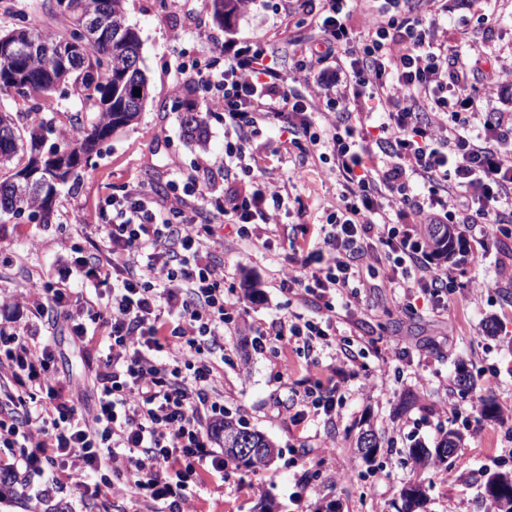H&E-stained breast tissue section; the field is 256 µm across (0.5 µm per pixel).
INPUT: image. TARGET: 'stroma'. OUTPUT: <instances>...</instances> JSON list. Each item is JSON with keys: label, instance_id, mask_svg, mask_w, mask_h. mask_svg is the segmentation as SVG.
<instances>
[{"label": "stroma", "instance_id": "stroma-1", "mask_svg": "<svg viewBox=\"0 0 512 512\" xmlns=\"http://www.w3.org/2000/svg\"><path fill=\"white\" fill-rule=\"evenodd\" d=\"M295 18L257 10L233 18L231 28L212 20L211 0H126L128 23L141 39L142 68L148 97L138 120L114 133L100 153L92 155L77 179L63 187L57 217L49 224L24 219L0 223V292L37 288L52 273L61 240L70 238L96 253L101 235L88 228L102 203L105 187L141 186L158 195L172 185L204 177L201 160L214 161L211 197L224 194V114L206 113L207 144L184 138L180 113L173 103L186 92L181 58L218 61L225 37L265 36L273 44L281 68H289L294 52L317 36L311 14ZM496 23L474 47L497 65L512 67V0H498ZM285 139L279 123L262 125L255 158L271 181L287 184L294 161L277 153ZM291 200L278 221L260 224L251 241L240 240L233 226L223 230L224 245L215 256L224 266V286L233 291L238 310L224 328V409L248 428L273 441L278 458L256 470L228 463L223 477H206L195 489L198 512H259L261 498L274 512H315L338 504L341 512H394L403 486L422 483L426 512H487L484 482L496 470L512 472V282L499 279L502 264L512 263V234L487 236L479 226L465 228L464 258L441 261L451 280L448 308L408 316L396 312L390 289L377 288L368 309L349 311L340 324L341 344L364 369L351 380L336 419L309 416L295 425L283 417L284 407L301 390L309 366L326 369L330 351L299 352L294 346L257 352L252 332L300 313L316 316L312 302L288 299L278 288V274L302 246V222H315L324 205L336 198V182L321 164L307 167L305 178L290 186ZM307 206L298 218V206ZM488 283L474 300L472 281ZM56 365L67 388L89 381L96 350L74 345L66 330L52 332ZM408 348V359L383 363L381 356ZM291 367L287 381L278 378L281 358ZM466 384H459V377ZM486 400L499 416L470 415L472 401ZM373 426L382 447L372 463L356 449L361 427ZM458 431L461 445L444 474L427 468L413 471L408 450L415 443L434 447L443 432Z\"/></svg>", "mask_w": 512, "mask_h": 512}]
</instances>
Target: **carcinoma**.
<instances>
[{
    "mask_svg": "<svg viewBox=\"0 0 512 512\" xmlns=\"http://www.w3.org/2000/svg\"><path fill=\"white\" fill-rule=\"evenodd\" d=\"M125 0H49V22L52 29L29 19L23 10L11 12L12 24L0 31V96H15L28 105L25 112H0V216L15 219L25 215L32 222L49 224L55 215L58 200L56 174L45 166L50 156L66 155L70 174L76 177L87 166L90 157L100 153V145L112 134L134 123L147 99L144 71H127L126 53L138 50L141 41L135 28L126 20ZM241 0H212L214 20L221 26L239 13ZM141 89L139 101L125 103L128 87ZM64 88L75 96L82 107L95 113V119L82 127L73 145L63 148L52 145L45 150L46 133L51 131L59 112L53 94ZM181 111L184 135L199 145H206L205 117L193 101H176ZM52 113L45 122L31 114ZM36 173L34 181L27 176ZM425 233L436 259H448L461 250L463 240L457 228L446 224H427ZM248 428L240 420L224 415V425L215 431L216 438L229 447V439ZM250 432V431H248ZM254 447L250 456H226L239 467L253 469L269 463L274 454L272 441L252 431ZM459 444L461 437L443 436L437 447L416 443L409 456L420 468L438 470L448 462L440 449L448 443ZM359 453L366 462L375 459L380 448L376 435L363 431L358 437ZM484 496L491 512H512V473L494 472L484 483ZM397 512H419L424 508L426 494L421 484L408 482L400 493Z\"/></svg>",
    "mask_w": 512,
    "mask_h": 512,
    "instance_id": "1",
    "label": "carcinoma"
}]
</instances>
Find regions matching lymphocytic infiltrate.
Listing matches in <instances>:
<instances>
[{
  "instance_id": "1",
  "label": "lymphocytic infiltrate",
  "mask_w": 512,
  "mask_h": 512,
  "mask_svg": "<svg viewBox=\"0 0 512 512\" xmlns=\"http://www.w3.org/2000/svg\"><path fill=\"white\" fill-rule=\"evenodd\" d=\"M320 2L319 38L294 55L291 73L330 83L326 102L295 91L261 36L225 39L223 68L179 66L207 106L224 113L225 176H253V136L278 120L289 145L327 164L336 180L338 201L309 239L327 261L284 267L278 282L322 315L273 325L257 335L260 351L272 340L333 348L337 300L362 308L356 286L375 266L401 311L447 309L448 273L434 267L423 226L477 224L488 233L512 224V109L492 99L512 71L457 57L461 37L442 23L448 0ZM358 12L369 24H354ZM203 194L197 184L170 196L137 186L107 193L104 251L87 256L63 242L55 276L0 298L32 306L46 330L24 336L0 322V447L19 451L0 470L5 481L48 471L71 479L82 501L122 492L151 512H196L194 487L203 475L223 476L211 435L224 417L213 356L233 302L214 251L225 225L248 241L251 225L273 223L283 197L264 179L251 190L228 187L212 204L213 221L201 224L187 199ZM62 321L73 343L95 345L99 355L86 411L62 393L47 335ZM328 371L308 378L295 420L335 416L336 395L358 370L340 357Z\"/></svg>"
}]
</instances>
